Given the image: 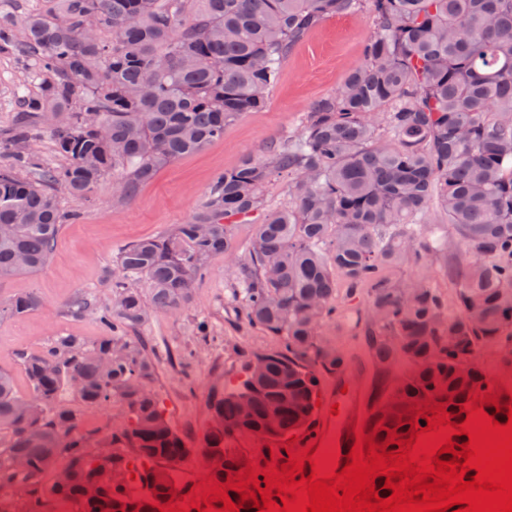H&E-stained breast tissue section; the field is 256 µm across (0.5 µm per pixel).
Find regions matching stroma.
Listing matches in <instances>:
<instances>
[{
  "instance_id": "obj_1",
  "label": "stroma",
  "mask_w": 512,
  "mask_h": 512,
  "mask_svg": "<svg viewBox=\"0 0 512 512\" xmlns=\"http://www.w3.org/2000/svg\"><path fill=\"white\" fill-rule=\"evenodd\" d=\"M371 32L364 14L339 15L319 23L290 53L263 111L244 114L225 127L222 140L161 168L129 203L117 202L108 176L87 197L61 193L62 208L70 218L61 228L49 265L24 279L0 280L1 302L19 291L37 293L42 299L38 310L0 320V369L14 376L19 393L28 391L16 361L19 351L41 349L59 334L91 341L101 335L97 315L73 319L66 314L65 303L85 292L93 293L98 304L108 303L119 250L187 223L215 174L233 168L244 156L261 157L271 144L298 134L309 104L335 92L362 63ZM29 63L17 48L0 49V135L12 128L20 98L35 90L28 77ZM231 267L224 256L211 258L188 310L179 316L156 315L140 330L141 335L153 337L161 358L155 390L165 415L193 450L178 469L182 498L190 488L211 481L201 456L211 426L209 393L237 376L246 354L271 346L258 333L237 325L224 294ZM202 317L210 323L211 339L200 347L195 323ZM190 348L195 354L185 363L164 359L166 352Z\"/></svg>"
}]
</instances>
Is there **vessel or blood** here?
Instances as JSON below:
<instances>
[{"label": "vessel or blood", "mask_w": 512, "mask_h": 512, "mask_svg": "<svg viewBox=\"0 0 512 512\" xmlns=\"http://www.w3.org/2000/svg\"><path fill=\"white\" fill-rule=\"evenodd\" d=\"M363 366L347 364L337 368L329 381L322 399L321 409L328 414L325 428L305 433L298 441L299 447L321 443L339 445L342 453H349L355 443L356 431L362 429Z\"/></svg>", "instance_id": "obj_1"}]
</instances>
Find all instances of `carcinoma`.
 <instances>
[{
	"label": "carcinoma",
	"mask_w": 512,
	"mask_h": 512,
	"mask_svg": "<svg viewBox=\"0 0 512 512\" xmlns=\"http://www.w3.org/2000/svg\"><path fill=\"white\" fill-rule=\"evenodd\" d=\"M50 2L19 22L0 16V46L23 47L38 82L0 139V153L12 155L0 165V279L49 264L70 218L57 188L85 197L111 173L128 202L159 169L262 110L288 55L319 22L365 11L373 33L363 62L309 105L299 135L216 174L188 223L120 250L106 306L88 293L66 305L73 318L97 311L102 336H55L21 353L26 395L0 370V492L26 493L6 512H44L52 501L72 512H159L178 493L174 462L190 449L153 388L156 353L135 332L155 312L181 314L219 254L234 261L227 291L237 319L278 343L251 353L242 375L209 398L223 425L208 444L225 470L250 468L224 447L228 439L280 441L311 428L318 374L345 360L319 336L331 319L365 325L377 374L406 368L370 405L365 429L375 444L386 441L384 426L410 436L415 417L404 406L443 402L463 422L471 392L491 394L501 412L483 410L507 420L508 386L475 355L512 350V0ZM89 16L96 29L86 37ZM65 111L68 120L45 122ZM39 132L65 166H45L30 150ZM284 176L292 201L270 210L266 188ZM434 208L446 223H419ZM238 224L253 226L243 252ZM407 267L444 270L450 294L423 275L403 300L414 284L402 278ZM39 305L35 293H17L0 302V319ZM256 359L266 362L259 382ZM69 396L120 408L124 424L84 432ZM103 444L110 455H98Z\"/></svg>",
	"instance_id": "carcinoma-1"
}]
</instances>
